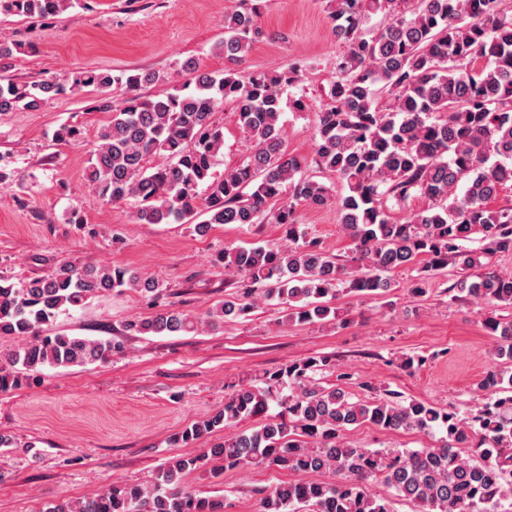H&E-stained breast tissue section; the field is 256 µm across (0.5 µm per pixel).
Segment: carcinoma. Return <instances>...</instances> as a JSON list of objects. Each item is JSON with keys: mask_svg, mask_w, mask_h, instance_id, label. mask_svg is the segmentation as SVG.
I'll list each match as a JSON object with an SVG mask.
<instances>
[{"mask_svg": "<svg viewBox=\"0 0 512 512\" xmlns=\"http://www.w3.org/2000/svg\"><path fill=\"white\" fill-rule=\"evenodd\" d=\"M72 0H0V14L50 18ZM332 32L343 51L336 57L327 96L315 119L319 166L336 173L346 194L299 175L301 163L281 134L282 97L301 78L293 63L278 73L244 72L240 65L267 37L255 7L224 15V71L200 72L189 85L145 96L159 74L113 73L97 68L76 74L66 86L53 78L0 82V112L37 110L66 88L93 87L94 109L110 113L93 144L84 180L102 202L138 203L140 224H191L206 234L215 225L259 224L270 216L285 243L238 246L213 264L239 278L240 290L212 313L210 326L241 317L258 299L276 300L300 323L342 320L329 298L343 290L361 297L386 294V274L422 261L408 292L427 293L425 280L452 265L464 277L459 291L483 302L486 331L496 355L512 362V321L496 316L512 305V276L489 259L512 252V206L488 207L500 187L512 183V0H329ZM382 15L381 24L370 21ZM21 43L0 38V67L9 66ZM125 89L113 104L111 88ZM230 103L251 143L247 161L218 176L213 168L224 146V127L213 119ZM206 218L195 222L199 191ZM420 194L432 206L406 221L394 219L388 202ZM336 205L353 241L340 263L298 224L300 207ZM482 247L471 249L473 239ZM343 289H338V286ZM130 288L155 296L162 285L120 267L69 261L20 283L0 278V334L26 338L0 368V390L21 386L43 368L105 362L123 345L82 336L42 334L43 326L99 293ZM199 321L168 310L125 324L129 336L198 330ZM336 372L322 385L317 375ZM351 374L329 355L292 362L264 376V386L234 392L224 407L178 433L173 442L195 441L216 429L280 411L253 430L228 435L206 456L224 469L242 464L300 474L324 473L321 481L275 486L262 512H392L390 501L367 491L383 480L416 512H512V371L493 368L478 389L487 401L463 419L423 402L365 401L338 385ZM295 391L282 394L285 387ZM368 424L383 431L445 433L429 448L351 446L345 432ZM467 448L463 455L459 449ZM200 459L178 457L158 472L155 486L114 485L45 512H224V501L181 485Z\"/></svg>", "mask_w": 512, "mask_h": 512, "instance_id": "obj_1", "label": "carcinoma"}]
</instances>
